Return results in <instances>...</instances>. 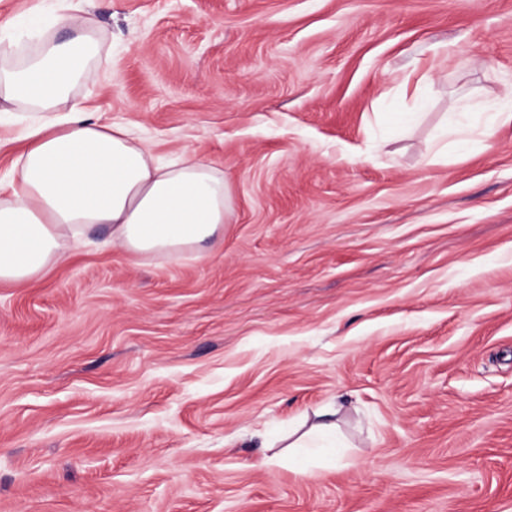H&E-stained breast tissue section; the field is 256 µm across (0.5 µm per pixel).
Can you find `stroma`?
<instances>
[{
    "label": "stroma",
    "instance_id": "stroma-1",
    "mask_svg": "<svg viewBox=\"0 0 512 512\" xmlns=\"http://www.w3.org/2000/svg\"><path fill=\"white\" fill-rule=\"evenodd\" d=\"M60 13L112 59L75 96L223 167L233 215L203 257L0 283V512H512V0H0V32ZM327 406L337 447H286Z\"/></svg>",
    "mask_w": 512,
    "mask_h": 512
}]
</instances>
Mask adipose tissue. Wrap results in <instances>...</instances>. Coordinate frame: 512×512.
Instances as JSON below:
<instances>
[{
	"mask_svg": "<svg viewBox=\"0 0 512 512\" xmlns=\"http://www.w3.org/2000/svg\"><path fill=\"white\" fill-rule=\"evenodd\" d=\"M66 40L44 39L23 63L0 48V112L37 113L21 134L12 177L0 184V282L26 283L66 262L95 228L99 245L136 256L201 250L224 234L231 190L223 171L195 157L160 163L127 127L94 119L79 83L111 69L84 21L59 14Z\"/></svg>",
	"mask_w": 512,
	"mask_h": 512,
	"instance_id": "obj_1",
	"label": "adipose tissue"
}]
</instances>
